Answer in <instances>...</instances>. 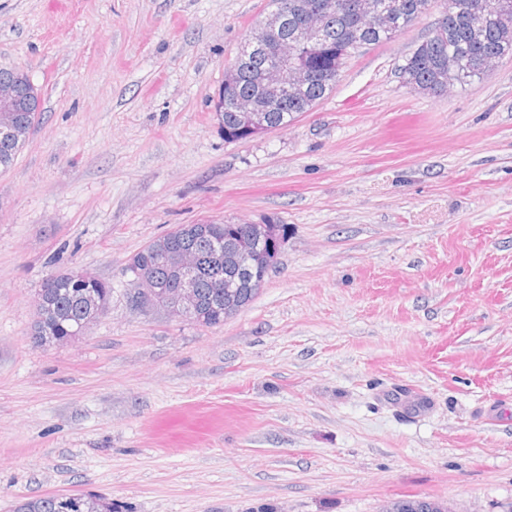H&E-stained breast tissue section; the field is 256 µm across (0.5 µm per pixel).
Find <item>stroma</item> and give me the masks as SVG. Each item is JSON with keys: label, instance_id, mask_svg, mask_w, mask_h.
<instances>
[{"label": "stroma", "instance_id": "obj_1", "mask_svg": "<svg viewBox=\"0 0 512 512\" xmlns=\"http://www.w3.org/2000/svg\"><path fill=\"white\" fill-rule=\"evenodd\" d=\"M269 0H0V68L41 117L0 173V512L75 491L132 512L512 507V56L435 93L400 69L439 17L349 57L288 127L215 105ZM282 224L253 303L202 326L132 306L179 224ZM111 284L36 346L50 275Z\"/></svg>", "mask_w": 512, "mask_h": 512}]
</instances>
